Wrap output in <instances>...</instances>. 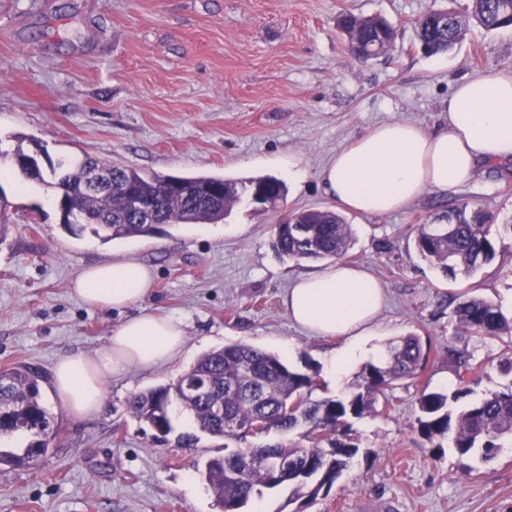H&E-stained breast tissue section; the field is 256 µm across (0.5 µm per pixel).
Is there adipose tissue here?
I'll list each match as a JSON object with an SVG mask.
<instances>
[{"label":"adipose tissue","instance_id":"1","mask_svg":"<svg viewBox=\"0 0 512 512\" xmlns=\"http://www.w3.org/2000/svg\"><path fill=\"white\" fill-rule=\"evenodd\" d=\"M512 161V70L478 75L455 84L448 117L435 129L392 121L374 126L337 151L322 172L326 193L338 210L361 215L398 211L425 191L448 193L470 182L480 165ZM152 274L136 259L115 257L80 270L74 292L92 307L122 308L149 291ZM385 295L369 274L338 263L299 275L282 306L289 319L339 345L325 358L326 373L341 381L373 333ZM185 325L175 317L127 319L95 357L60 358L52 381L68 412H96L109 378L130 368L169 362L185 343Z\"/></svg>","mask_w":512,"mask_h":512}]
</instances>
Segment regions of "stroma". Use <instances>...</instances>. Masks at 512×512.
Returning a JSON list of instances; mask_svg holds the SVG:
<instances>
[{
	"label": "stroma",
	"instance_id": "stroma-1",
	"mask_svg": "<svg viewBox=\"0 0 512 512\" xmlns=\"http://www.w3.org/2000/svg\"><path fill=\"white\" fill-rule=\"evenodd\" d=\"M471 0H0V149L15 134L39 140L51 157L91 155L150 175H214L240 183L283 181L270 211L235 205L219 224H180L166 234L102 243L70 235L56 190L12 173L0 180V367L27 364L59 440L34 469L0 466V512H216L197 466L224 452L200 435L155 437L126 409L127 399L174 382L204 352L240 342L286 363L324 371L336 341L295 326L281 306L301 273L324 261L285 260L274 250L282 215L334 209L320 173L336 151L378 124L431 128L448 113L466 77L512 69V29L468 20L450 51L424 53L415 23L428 11L466 15ZM381 17L391 49L363 61L337 27L342 14ZM296 160L302 181L288 176ZM469 204L512 223V164L482 167L450 195L425 192L386 215L350 213L354 244L345 261L385 290L369 348L414 334L430 348L421 383L454 388L446 349L455 343L453 309L462 293L512 316V240L476 273L443 277L414 248L419 225ZM128 256L153 271L145 297L124 310L95 308L73 293L85 266ZM175 315L183 350L167 364L108 380L98 412L73 418L52 389L65 355L94 356L113 330L139 315ZM505 339L466 341L477 368L473 397L512 385L500 370ZM420 383L402 380L390 412L356 419L369 453L304 512H512V448L463 472L451 448L433 450L411 426Z\"/></svg>",
	"mask_w": 512,
	"mask_h": 512
}]
</instances>
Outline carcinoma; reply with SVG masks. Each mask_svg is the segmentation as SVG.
<instances>
[{
    "instance_id": "cac0c4a2",
    "label": "carcinoma",
    "mask_w": 512,
    "mask_h": 512,
    "mask_svg": "<svg viewBox=\"0 0 512 512\" xmlns=\"http://www.w3.org/2000/svg\"><path fill=\"white\" fill-rule=\"evenodd\" d=\"M448 18L432 15L416 25L417 41L435 54L451 49L462 37L464 17L446 11ZM470 18L488 31L512 25V0H472ZM338 27L354 46H368L394 36L382 18L342 16ZM112 174V192L85 194L81 187L94 169ZM26 179L59 191L62 224L72 234L85 228L104 242L164 232L176 224H218L241 200L246 186L219 176H149L132 166L114 165L90 157L57 160L48 174L34 173L18 165ZM265 190L267 202L276 207L286 188L276 178L249 182ZM150 202L154 219L139 220L130 210L131 197ZM97 218L90 225L68 220L65 202ZM304 229L294 235L290 225H276L273 247L282 257L294 260H339L352 246L351 225L340 215L309 209L290 213ZM444 224H422L414 238L420 256L444 276H469L489 264L497 253L496 237L512 235V224L492 230L478 209L456 206L444 215ZM453 313L456 330L470 337L508 335L501 365L512 373V319L479 296H464ZM464 347L448 348V363L456 368L460 388L451 393L423 387L417 398L418 433L432 447L448 446L469 472L468 461L478 456L488 462L499 448L512 447V385L492 391L455 409L469 395L468 377L476 372ZM429 361L420 337L401 336L385 346L381 363L364 365L349 392L343 396L312 398L322 389L317 372L290 367L279 355L261 348L234 343L202 354L172 383L134 394L128 408L137 421L168 435L174 430L175 413L187 414L198 429L226 440L224 455L203 465V476L218 512H241L265 489L292 488L289 501H313L347 472L361 448L352 435V420L380 413L377 405L391 401L388 393L400 380L417 381ZM224 409L217 418L214 408ZM27 434L33 440L19 453L0 450V465L34 468L30 449L52 447L56 438L40 390V374L29 365L0 369V438ZM272 434L274 442L254 445ZM235 443L232 448L229 443Z\"/></svg>"
}]
</instances>
